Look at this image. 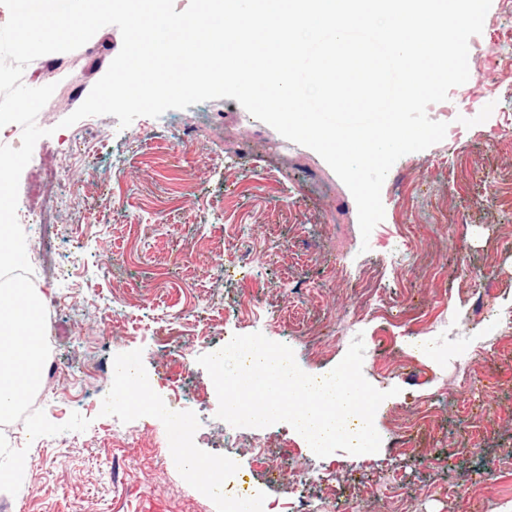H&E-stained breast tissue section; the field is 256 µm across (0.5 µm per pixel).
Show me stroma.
Listing matches in <instances>:
<instances>
[{"mask_svg": "<svg viewBox=\"0 0 512 512\" xmlns=\"http://www.w3.org/2000/svg\"><path fill=\"white\" fill-rule=\"evenodd\" d=\"M121 45L109 25L88 48L24 70L25 85L56 89L37 117L48 135L21 182L70 158L61 204L26 239L28 259L44 303L72 281L83 297L46 326L54 358L44 413L56 420L52 400L80 390L99 413L65 443L32 445L26 500L0 495V512H223L175 462L171 414L190 421L201 455L239 472L237 494L286 502L269 479L277 466L307 512H512V330L475 321L483 304L512 311V0H492L469 41L472 81L427 109L447 123L444 140L392 166L385 217L366 240L351 192L322 157L235 99L165 112L172 137L144 136L143 117L124 129L107 115L62 127ZM355 311L365 378L399 390L375 415L379 451L319 458L284 422L240 428V446L226 447L228 425L198 357L261 332L319 375L349 342L313 351L310 336ZM438 315L449 326L427 331ZM379 335L393 340L381 360ZM123 358L137 361L166 415L117 400L112 366ZM87 366L94 379L83 387L71 375Z\"/></svg>", "mask_w": 512, "mask_h": 512, "instance_id": "35a3bbf8", "label": "stroma"}]
</instances>
